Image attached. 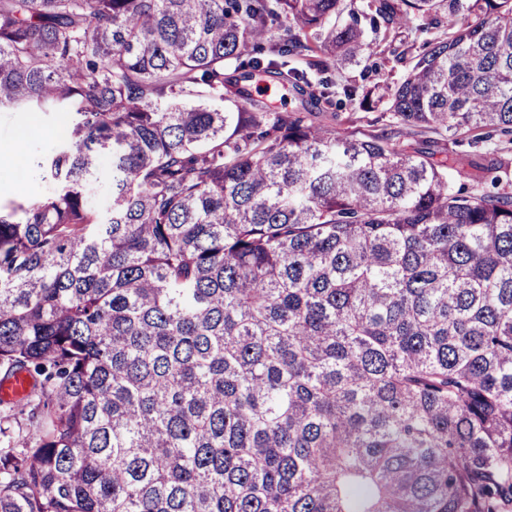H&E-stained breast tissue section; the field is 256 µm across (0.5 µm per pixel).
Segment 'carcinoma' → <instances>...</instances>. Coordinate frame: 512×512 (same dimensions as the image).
<instances>
[{
    "label": "carcinoma",
    "instance_id": "carcinoma-1",
    "mask_svg": "<svg viewBox=\"0 0 512 512\" xmlns=\"http://www.w3.org/2000/svg\"><path fill=\"white\" fill-rule=\"evenodd\" d=\"M369 8L0 0V108L66 126L0 208V512L512 505V0ZM412 25L388 124L319 123ZM112 175L109 157L103 156L98 163V178L85 186V193L90 204L102 215H106L111 205L108 186Z\"/></svg>",
    "mask_w": 512,
    "mask_h": 512
}]
</instances>
